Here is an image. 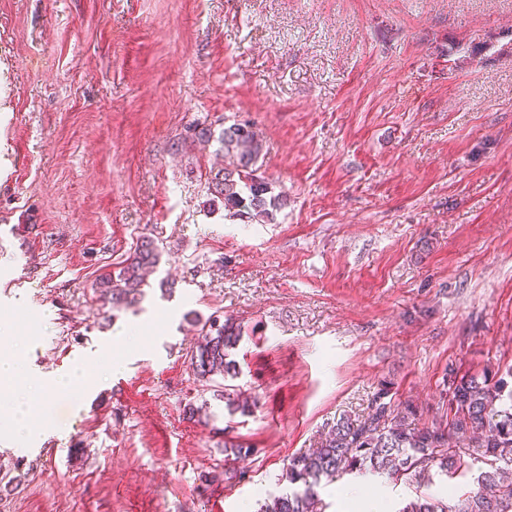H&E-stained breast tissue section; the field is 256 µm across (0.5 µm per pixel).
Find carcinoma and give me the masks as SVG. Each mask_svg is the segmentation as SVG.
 <instances>
[{
    "mask_svg": "<svg viewBox=\"0 0 512 512\" xmlns=\"http://www.w3.org/2000/svg\"><path fill=\"white\" fill-rule=\"evenodd\" d=\"M192 137L203 146L215 141L224 151V167L210 171L207 190L222 199L232 216L254 219L269 216L278 198L260 173L263 144L246 123H234L216 132L195 125ZM158 244L142 238L118 274L106 273L95 285L99 297L114 309L133 305L143 295L148 270L156 266ZM202 341L192 352L195 374L210 382L215 376H235V364L227 360L237 344L241 327L219 316L208 317L200 328ZM512 368L494 380L488 372L464 373L448 368L443 381L445 418L429 425L419 422L417 407L387 400L376 394L364 418L343 416L336 420L317 447L291 457L285 480L293 489L273 498L262 512H323L317 487L322 479L352 471L386 472L395 479L421 476L436 466L450 478L466 472L476 462L490 469L477 478V488L464 492L455 504L420 497L400 512H512V478L504 466H512V390L505 391ZM223 398L233 410L246 413L248 396L239 388L224 389Z\"/></svg>",
    "mask_w": 512,
    "mask_h": 512,
    "instance_id": "obj_1",
    "label": "carcinoma"
}]
</instances>
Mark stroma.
<instances>
[{"mask_svg":"<svg viewBox=\"0 0 512 512\" xmlns=\"http://www.w3.org/2000/svg\"><path fill=\"white\" fill-rule=\"evenodd\" d=\"M243 121L282 197L262 222L226 216L185 137ZM146 236L145 296L107 316L95 284ZM214 313L245 416L190 366ZM0 344L29 377L123 363L33 406L61 427L40 447L0 444V512H259L380 388L440 417L447 367L512 365V0H0ZM482 469L319 494L400 512Z\"/></svg>","mask_w":512,"mask_h":512,"instance_id":"obj_1","label":"stroma"}]
</instances>
